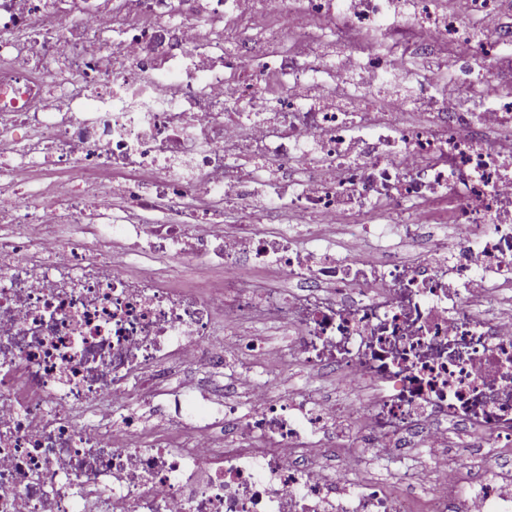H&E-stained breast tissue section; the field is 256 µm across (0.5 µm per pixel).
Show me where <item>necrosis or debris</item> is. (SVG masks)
Returning a JSON list of instances; mask_svg holds the SVG:
<instances>
[{
	"mask_svg": "<svg viewBox=\"0 0 512 512\" xmlns=\"http://www.w3.org/2000/svg\"><path fill=\"white\" fill-rule=\"evenodd\" d=\"M99 3L0 0V512H416L326 468L340 439L403 463L425 512H512L495 480L455 498L444 452L456 423L512 447V315L483 311L512 289V20L477 26L499 0ZM442 199L450 237L423 212ZM376 211L342 244L316 232ZM158 254L223 283L165 287ZM255 317L369 398L273 397L266 343L227 333ZM173 358L229 370L245 401L162 390L113 420Z\"/></svg>",
	"mask_w": 512,
	"mask_h": 512,
	"instance_id": "obj_1",
	"label": "necrosis or debris"
}]
</instances>
